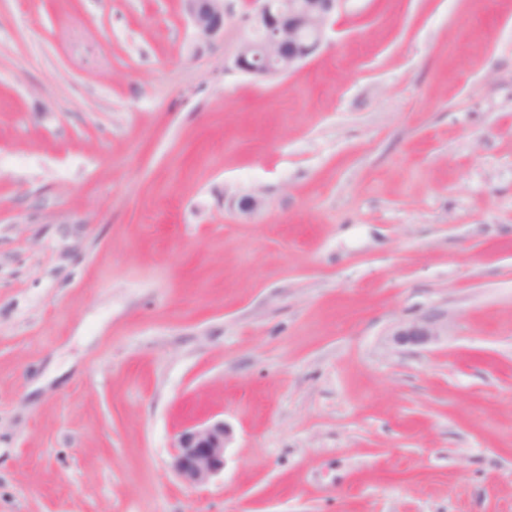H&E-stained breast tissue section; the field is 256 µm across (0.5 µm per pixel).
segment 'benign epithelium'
<instances>
[{"instance_id":"1","label":"benign epithelium","mask_w":512,"mask_h":512,"mask_svg":"<svg viewBox=\"0 0 512 512\" xmlns=\"http://www.w3.org/2000/svg\"><path fill=\"white\" fill-rule=\"evenodd\" d=\"M343 0H253L245 16L247 35L233 59L245 74L268 78L303 63L325 41L337 7ZM185 12L200 40L224 31V0H183ZM448 336V315L430 309L395 326L388 336L396 348L427 347ZM232 428L222 420H201L184 427L174 439L170 467L190 487L207 484L224 471Z\"/></svg>"}]
</instances>
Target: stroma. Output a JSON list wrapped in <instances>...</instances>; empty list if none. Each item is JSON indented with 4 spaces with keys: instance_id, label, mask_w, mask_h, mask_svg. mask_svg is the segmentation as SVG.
<instances>
[{
    "instance_id": "35a3bbf8",
    "label": "stroma",
    "mask_w": 512,
    "mask_h": 512,
    "mask_svg": "<svg viewBox=\"0 0 512 512\" xmlns=\"http://www.w3.org/2000/svg\"><path fill=\"white\" fill-rule=\"evenodd\" d=\"M224 6L0 0V512H512V0H342L264 80ZM185 12L200 40H210L224 31L227 14L224 0H183ZM448 336V315L430 309L420 316L395 326L388 336L389 345L396 348L427 347ZM232 440V428L224 420L197 421L176 435L170 467L184 484L203 486L224 471Z\"/></svg>"
}]
</instances>
